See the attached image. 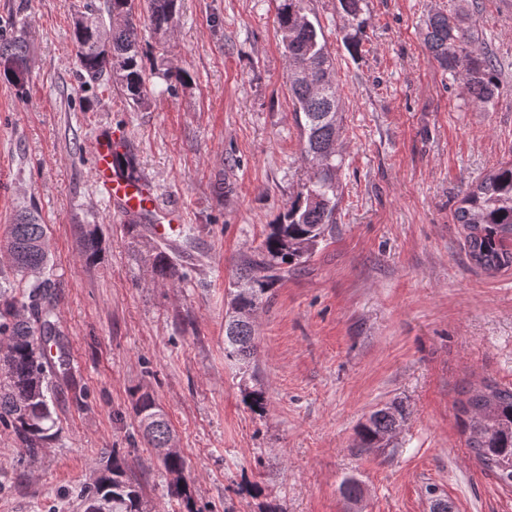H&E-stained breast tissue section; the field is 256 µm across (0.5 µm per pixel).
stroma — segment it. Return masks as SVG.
<instances>
[{
  "label": "stroma",
  "instance_id": "stroma-1",
  "mask_svg": "<svg viewBox=\"0 0 512 512\" xmlns=\"http://www.w3.org/2000/svg\"><path fill=\"white\" fill-rule=\"evenodd\" d=\"M477 2L474 32L502 80L484 108L423 41L429 11L461 0H365L355 55L338 0H307L341 88L343 198L331 236L257 315L254 376L267 404L256 411L224 358L228 287L309 174L276 0H179L169 39L142 37L149 64L192 81L172 93L156 81L145 110L79 82L83 0H0L1 31L17 13L31 21L24 88L0 78V237L16 210L37 207L73 375L37 457L20 461L0 425V512H82L76 487L113 452L152 512H184L141 439L145 392L171 423L200 512H431L430 485L455 512H512V488L474 460L456 407L482 379L512 384V271L475 268L454 219L471 184L512 160V0ZM108 127L192 230L166 281L153 277V239L93 180L92 145ZM392 402L407 419L389 452L357 448L358 425ZM348 477L360 503L342 495Z\"/></svg>",
  "mask_w": 512,
  "mask_h": 512
}]
</instances>
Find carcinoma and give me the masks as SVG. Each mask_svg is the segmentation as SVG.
Masks as SVG:
<instances>
[{
	"label": "carcinoma",
	"instance_id": "obj_1",
	"mask_svg": "<svg viewBox=\"0 0 512 512\" xmlns=\"http://www.w3.org/2000/svg\"><path fill=\"white\" fill-rule=\"evenodd\" d=\"M178 0H147V16L136 18L135 0H86L73 22L79 62L78 79L84 85L116 88L132 107L150 105V78L162 77L165 91L190 83L180 69L155 67L146 72L147 51L141 44L140 24L166 38ZM347 28L350 51L358 49L365 33L363 0H338ZM107 14L108 20L102 19ZM277 33L287 63L288 93L294 116L305 137L304 159L311 169L288 208L268 225L255 256H243L232 283V315L224 324V356L247 374L257 353L255 318L281 278L308 260L320 241L337 224L342 195L339 151L342 96L334 63L321 27L308 18L306 0H277ZM28 20L20 15L9 33L0 31V75L23 88L29 73ZM424 43L439 67L459 83L469 102L485 107L499 94V63L476 42L467 14L436 11L424 21ZM456 220L464 230V246L471 264L495 274L512 268V161L475 182L460 200ZM6 249L12 277L0 279V424L10 427L21 443V460L36 457L52 438L55 396L72 381L69 362L55 320L56 284L49 266L47 225L33 211L19 212L7 226ZM155 274L173 273L171 253L163 248L152 258ZM25 284L24 301L6 297L15 282ZM54 342L57 360L47 357L43 344ZM243 400L262 410L265 392L241 385ZM466 444L477 463L493 473L501 485L512 487V385L483 380L457 401ZM143 439L156 450L169 447L170 425L149 394L136 402ZM405 419L401 407L374 411L357 430L359 447L383 452L389 438ZM169 474L168 493L196 512L184 472L186 462L177 451L159 456ZM81 504L103 503L105 512H151L139 484L126 477L125 461L112 463L78 492Z\"/></svg>",
	"mask_w": 512,
	"mask_h": 512
}]
</instances>
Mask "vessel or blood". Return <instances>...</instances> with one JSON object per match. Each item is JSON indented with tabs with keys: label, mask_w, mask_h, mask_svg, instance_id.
Returning <instances> with one entry per match:
<instances>
[{
	"label": "vessel or blood",
	"mask_w": 512,
	"mask_h": 512,
	"mask_svg": "<svg viewBox=\"0 0 512 512\" xmlns=\"http://www.w3.org/2000/svg\"><path fill=\"white\" fill-rule=\"evenodd\" d=\"M123 139L120 132L105 130L94 144L93 176L95 183L109 198L114 212L122 219L146 220V233L170 248H178L182 212L162 206L155 185L131 173L123 162Z\"/></svg>",
	"instance_id": "vessel-or-blood-1"
}]
</instances>
